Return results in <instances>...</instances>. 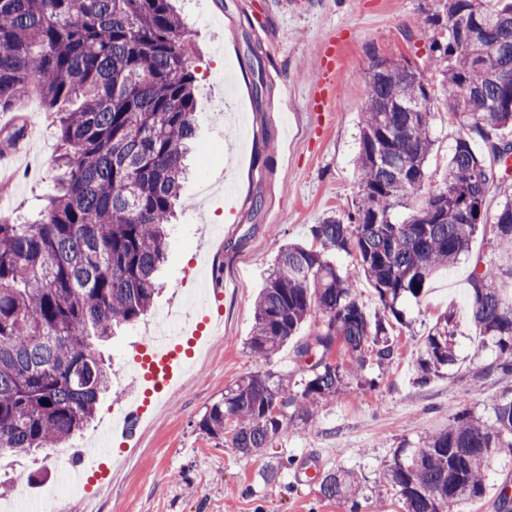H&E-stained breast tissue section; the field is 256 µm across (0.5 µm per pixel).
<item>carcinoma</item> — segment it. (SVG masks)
<instances>
[{"instance_id":"obj_1","label":"carcinoma","mask_w":512,"mask_h":512,"mask_svg":"<svg viewBox=\"0 0 512 512\" xmlns=\"http://www.w3.org/2000/svg\"><path fill=\"white\" fill-rule=\"evenodd\" d=\"M423 26L444 32L430 43L439 76L433 87L405 59L373 61L355 168V211L311 227L314 244L278 254L254 305L248 346L266 361L315 315L320 326L298 340L300 392L277 373L256 372L224 390L199 429L256 455L369 366L394 357L387 328L359 302L363 277L382 305L419 299L431 279L471 250L489 226L495 259L469 279L471 317L482 347L496 352L482 375H512V195L493 222L484 202L512 154L497 132L512 126V2L445 0ZM194 49L171 0H0V111L39 91L61 154L54 193L40 219L0 224V455L36 453L64 441L95 417L111 385V367L95 346L151 311L169 226L195 136ZM466 131L448 158V174L425 186L435 140L431 103ZM421 104V111L404 106ZM418 199L403 220L395 210ZM355 255L353 266L333 257ZM452 312L422 339L418 383L458 360ZM341 351L348 363L332 359ZM512 455V387L488 415L454 411L448 429L413 448H396L386 480L404 512H465L485 495L490 456ZM321 495L360 512L368 489L361 473L316 476Z\"/></svg>"}]
</instances>
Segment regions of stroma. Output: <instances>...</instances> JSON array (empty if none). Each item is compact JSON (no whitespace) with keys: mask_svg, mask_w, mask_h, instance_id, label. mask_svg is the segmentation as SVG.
I'll return each mask as SVG.
<instances>
[{"mask_svg":"<svg viewBox=\"0 0 512 512\" xmlns=\"http://www.w3.org/2000/svg\"><path fill=\"white\" fill-rule=\"evenodd\" d=\"M444 0H172L195 44L196 147L187 157L182 213L167 245L161 290L151 313L118 333L104 353L112 364V388L93 421L67 449L86 448L119 416L140 386L130 365L161 316L183 304L184 284L194 282L214 243L224 254L222 299L206 295L204 309L221 314L222 340L201 354L180 388L163 399L138 427L132 450L113 449L122 462L92 508L73 512H344L324 498L307 470L349 469L385 485V465L402 442L418 443L448 425L449 409L486 411L512 376L481 377L495 357L478 350L479 339L465 301L477 260L492 256L488 237L476 233L472 252L437 274L422 299L407 297L404 321L390 335L394 358L375 364L318 407L313 422L289 427L262 455L245 457L228 440L204 434L198 422L225 388L252 372L272 370L297 389L300 375L292 346L270 361L247 345L254 301L279 250L306 242L312 225L354 211L358 183L354 159L366 80L373 58L408 59L425 79L433 36L423 18ZM336 49V87L322 108L313 87L328 49ZM266 85L253 91L254 71ZM435 145L426 163L429 184H439L459 126L435 107ZM25 123L22 158L13 177L0 179V222L34 215L54 186L58 143L47 129L38 94L17 112H0V131ZM268 134L269 152L260 136ZM456 314L461 362L430 384L416 382L420 340L446 310ZM69 461L51 449L36 456L0 457V486L41 484L67 478Z\"/></svg>","mask_w":512,"mask_h":512,"instance_id":"obj_1","label":"stroma"}]
</instances>
